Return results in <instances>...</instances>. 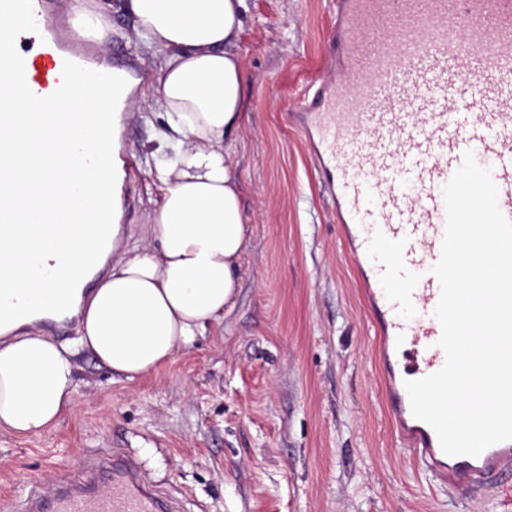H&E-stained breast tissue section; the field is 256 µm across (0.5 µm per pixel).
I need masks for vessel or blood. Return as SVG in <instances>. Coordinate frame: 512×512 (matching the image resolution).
Returning a JSON list of instances; mask_svg holds the SVG:
<instances>
[{
    "label": "vessel or blood",
    "mask_w": 512,
    "mask_h": 512,
    "mask_svg": "<svg viewBox=\"0 0 512 512\" xmlns=\"http://www.w3.org/2000/svg\"><path fill=\"white\" fill-rule=\"evenodd\" d=\"M336 2L329 71L297 119L331 175L345 244L374 315L379 364L399 381L388 398L399 443L449 489L468 492L512 464V440L475 457L445 454L434 429L413 415L405 384L446 362L435 315L441 289L431 269L446 232L444 188L466 154L490 169L498 206L512 220V0ZM4 44L12 54L0 106L20 88L36 102L46 91L67 101L74 79L93 73L113 120H124L121 71L71 45L64 24L27 10ZM112 122L85 113L68 148L80 152L92 140L111 151ZM65 196L62 221L112 202L111 193L90 194L80 182ZM27 270L41 284L57 275L36 252L28 253ZM38 302L1 289L0 326ZM109 481L104 492L88 479L48 497L32 493L27 512H164L135 462L113 464Z\"/></svg>",
    "instance_id": "obj_1"
}]
</instances>
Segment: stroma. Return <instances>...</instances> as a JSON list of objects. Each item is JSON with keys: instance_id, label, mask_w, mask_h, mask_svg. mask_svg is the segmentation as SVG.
<instances>
[{"instance_id": "35a3bbf8", "label": "stroma", "mask_w": 512, "mask_h": 512, "mask_svg": "<svg viewBox=\"0 0 512 512\" xmlns=\"http://www.w3.org/2000/svg\"><path fill=\"white\" fill-rule=\"evenodd\" d=\"M104 11L113 66L144 72L153 51L132 16ZM236 50L245 119L232 161L247 217L237 303L195 345L132 383L76 358L74 405L45 433L0 430V512L51 492L87 455L134 456L178 512H512V468L469 493L448 490L400 447L373 361L372 315L339 240L336 209L300 130L287 123L322 74L334 0H246ZM132 112L135 207L118 242L142 244L171 150L152 103Z\"/></svg>"}]
</instances>
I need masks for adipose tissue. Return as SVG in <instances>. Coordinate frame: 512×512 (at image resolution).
<instances>
[{"mask_svg": "<svg viewBox=\"0 0 512 512\" xmlns=\"http://www.w3.org/2000/svg\"><path fill=\"white\" fill-rule=\"evenodd\" d=\"M138 35L161 54L157 103L174 156L155 171L161 200L143 245L116 253L112 270L82 308L78 335L64 346L36 333L0 343V429L41 435L72 408L74 354L90 353L118 380L133 382L188 349L236 302L247 227L229 137L244 123V65L234 46L246 0H119ZM66 105L33 107L20 92L0 122V194L11 222L0 223V288L28 294L21 246L51 244L45 262L59 266L54 300L79 297L89 253V228L116 235L109 212L52 215L66 204L63 187L87 180L81 155L68 152L66 129L95 111L90 78L75 81Z\"/></svg>", "mask_w": 512, "mask_h": 512, "instance_id": "obj_1", "label": "adipose tissue"}]
</instances>
